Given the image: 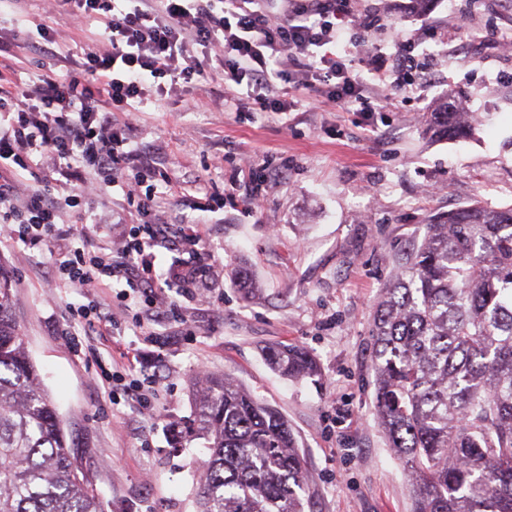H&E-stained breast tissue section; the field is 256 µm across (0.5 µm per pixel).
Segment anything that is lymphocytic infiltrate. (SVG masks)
I'll list each match as a JSON object with an SVG mask.
<instances>
[{
    "mask_svg": "<svg viewBox=\"0 0 512 512\" xmlns=\"http://www.w3.org/2000/svg\"><path fill=\"white\" fill-rule=\"evenodd\" d=\"M76 24L97 22L104 49L80 55L64 51L44 24L11 29L0 52L23 37L41 55L66 63L61 74L17 81L0 64V247L17 244L53 249L55 285L107 288L114 301L91 298L68 305L65 333L123 335L124 324L144 326L143 308L166 305V319L180 320L178 298L193 297L210 266L199 250L201 233L182 222H161L154 206L159 171L133 146L132 119L148 97L185 92L194 81L221 71L228 87L246 85L234 98L239 112H284L278 87L311 90L326 102L378 112L385 101L412 86H428L413 72L417 44L398 38L390 70L364 74L355 59L362 40L349 33L353 0H291L286 21L273 22L258 0H55ZM29 178L20 192L21 178ZM125 183L137 201V223L125 225L118 253L85 249L80 234L56 250L63 212L97 223L94 193ZM185 252L167 269L155 267V250ZM113 404L153 410L156 376L138 371L129 352L100 365L94 378Z\"/></svg>",
    "mask_w": 512,
    "mask_h": 512,
    "instance_id": "lymphocytic-infiltrate-1",
    "label": "lymphocytic infiltrate"
}]
</instances>
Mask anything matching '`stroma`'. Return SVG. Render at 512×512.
I'll use <instances>...</instances> for the list:
<instances>
[{
  "instance_id": "1",
  "label": "stroma",
  "mask_w": 512,
  "mask_h": 512,
  "mask_svg": "<svg viewBox=\"0 0 512 512\" xmlns=\"http://www.w3.org/2000/svg\"><path fill=\"white\" fill-rule=\"evenodd\" d=\"M24 9L63 47L100 43L96 26H76L53 0ZM353 10L376 22L366 66L391 68L398 30L420 39L415 62L434 70V85L383 112H345L304 91L287 112H238L217 76L197 96L140 106L134 145L167 178L158 214L193 218L211 265L202 297L180 301L184 323L163 327L164 351L131 329L121 338L161 379L153 411L112 405L92 386L112 339L71 350L64 308L81 292L52 287L49 256L0 249L11 314L105 512H196L206 450L189 424L202 364L287 419L312 512H412L408 475L375 418L374 304L431 214L477 198L512 207V53L499 47L512 40V0H434L419 15L412 0H355ZM452 92L481 117L473 137L426 131L425 113ZM208 191L224 195L223 209L195 210ZM271 346L306 348L319 377L281 376L264 358Z\"/></svg>"
}]
</instances>
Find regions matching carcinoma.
<instances>
[{
	"mask_svg": "<svg viewBox=\"0 0 512 512\" xmlns=\"http://www.w3.org/2000/svg\"><path fill=\"white\" fill-rule=\"evenodd\" d=\"M435 137L471 131L430 113ZM0 270V512H105L11 314ZM374 399L409 474L413 512H512V208L481 200L432 216L374 310ZM284 376L313 377L302 347H270ZM207 441L197 512H305L306 466L274 408L234 379L195 398Z\"/></svg>",
	"mask_w": 512,
	"mask_h": 512,
	"instance_id": "cac0c4a2",
	"label": "carcinoma"
}]
</instances>
